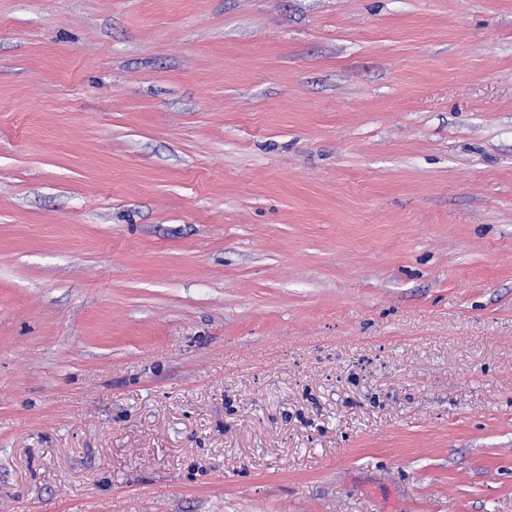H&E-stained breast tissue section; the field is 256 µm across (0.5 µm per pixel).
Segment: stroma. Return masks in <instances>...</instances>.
Returning <instances> with one entry per match:
<instances>
[{"mask_svg":"<svg viewBox=\"0 0 512 512\" xmlns=\"http://www.w3.org/2000/svg\"><path fill=\"white\" fill-rule=\"evenodd\" d=\"M0 512H512V0H0Z\"/></svg>","mask_w":512,"mask_h":512,"instance_id":"1","label":"stroma"}]
</instances>
